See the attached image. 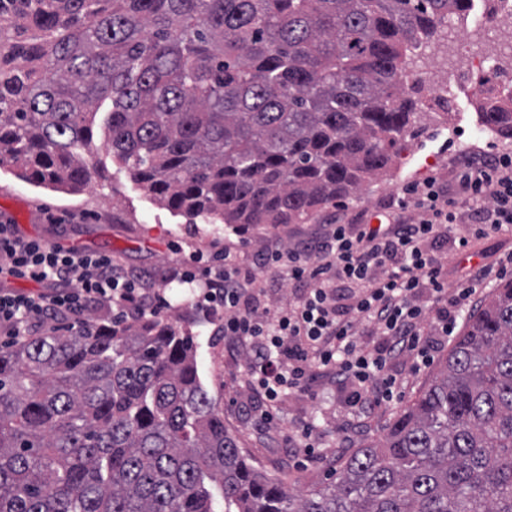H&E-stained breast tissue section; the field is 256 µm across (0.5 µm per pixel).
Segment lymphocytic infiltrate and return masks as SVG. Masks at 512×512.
Segmentation results:
<instances>
[{
	"label": "lymphocytic infiltrate",
	"instance_id": "1",
	"mask_svg": "<svg viewBox=\"0 0 512 512\" xmlns=\"http://www.w3.org/2000/svg\"><path fill=\"white\" fill-rule=\"evenodd\" d=\"M461 223L480 237L512 224L511 152L474 153L448 179L408 184L397 209L377 223L337 219L300 247L269 241L248 267L227 251L183 256L181 280L202 284L195 309L218 318L226 345L249 347L245 373L264 405L257 430L272 427L284 393L311 394L321 374L332 376L359 417L399 397L394 362L410 354L416 368L428 367L461 313L499 274L472 266L448 290L436 245L446 238L454 250L466 249L469 237L450 232ZM265 272L293 285V304L271 309L249 300ZM18 279L36 283V291L15 292ZM100 306L119 323L160 314L169 302L149 275L132 274L111 256L27 237L0 221L1 331L17 339L37 326L72 328Z\"/></svg>",
	"mask_w": 512,
	"mask_h": 512
}]
</instances>
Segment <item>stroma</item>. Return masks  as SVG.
<instances>
[{"label": "stroma", "instance_id": "stroma-1", "mask_svg": "<svg viewBox=\"0 0 512 512\" xmlns=\"http://www.w3.org/2000/svg\"><path fill=\"white\" fill-rule=\"evenodd\" d=\"M430 48L429 56L414 60L413 67L439 74L455 72L452 112L444 114L421 105L420 132L394 159L388 172L351 199L328 206L303 224H262L243 229L230 224H191L185 217L174 215L113 164L103 177L75 192L39 187L19 178L14 167H0V207L22 213L20 229L26 235L107 254L128 269L153 277L156 287L164 289L171 303L168 316L196 338L199 375L210 397L223 409L225 427L237 438L253 465L269 477L294 481L300 491L330 482L356 448L381 438L395 415L429 385L434 368L412 372V356L402 357L392 369L401 386L400 398L362 419L347 413L334 382L318 377L315 398H284L275 426L265 433L255 431L243 411L244 406L261 404L241 376L246 354L225 350L223 337L214 335L212 324L191 306L190 289L174 279L180 256L171 245L177 242L184 250L208 253L224 247L254 250L267 240L276 239L294 247L318 237L327 219L371 216L397 205L403 187L437 174L447 175L462 151H512V141L480 130L477 103L470 90L472 78L457 46L434 40ZM50 213L60 216V223H48L46 216ZM456 231L469 236L471 242L467 251H445L443 260L448 271L492 263L512 252V230L484 238L474 237L471 226L466 224L457 226ZM306 423L314 424L311 441L322 450L316 460L291 454L298 444L297 431Z\"/></svg>", "mask_w": 512, "mask_h": 512}]
</instances>
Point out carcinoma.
<instances>
[{
  "label": "carcinoma",
  "instance_id": "obj_1",
  "mask_svg": "<svg viewBox=\"0 0 512 512\" xmlns=\"http://www.w3.org/2000/svg\"><path fill=\"white\" fill-rule=\"evenodd\" d=\"M473 0H0V166L52 189L112 161L172 213L304 224L415 134L410 49ZM481 129L512 140V96ZM0 345V512H512V279L383 440L303 496L248 462L154 316Z\"/></svg>",
  "mask_w": 512,
  "mask_h": 512
}]
</instances>
